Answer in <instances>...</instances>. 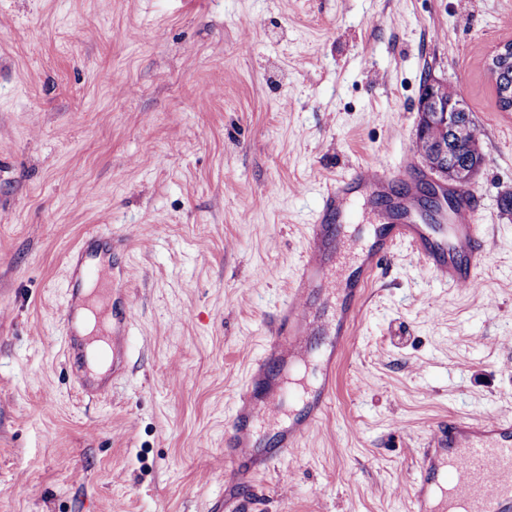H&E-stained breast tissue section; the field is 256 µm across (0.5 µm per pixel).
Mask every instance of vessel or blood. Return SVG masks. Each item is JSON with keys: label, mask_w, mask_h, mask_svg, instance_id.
I'll list each match as a JSON object with an SVG mask.
<instances>
[{"label": "vessel or blood", "mask_w": 512, "mask_h": 512, "mask_svg": "<svg viewBox=\"0 0 512 512\" xmlns=\"http://www.w3.org/2000/svg\"><path fill=\"white\" fill-rule=\"evenodd\" d=\"M430 176L428 168L410 160L394 169L376 159L354 167L324 191L305 254L292 274L288 302L273 320L265 354L255 362L229 422L224 449L229 478L247 476L243 464L255 446L253 423L276 416L274 400L282 384L270 377L269 363L292 369L297 354L309 351L313 336L324 337L328 353L317 366L315 386L303 396L305 412L281 428L276 448L263 455L261 466L271 467L293 452L320 420L335 393L336 359L355 341L364 293L397 242H409L421 268L449 286L478 285L486 234L476 218L475 194L440 184L453 210L438 224L415 222L419 183ZM358 201L373 212L374 223L351 225ZM75 319V305L66 304L60 322L73 361L82 356ZM411 497L414 512H512V419L452 415L438 422L417 461Z\"/></svg>", "instance_id": "obj_1"}]
</instances>
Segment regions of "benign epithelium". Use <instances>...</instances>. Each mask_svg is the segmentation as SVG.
I'll use <instances>...</instances> for the list:
<instances>
[{
    "mask_svg": "<svg viewBox=\"0 0 512 512\" xmlns=\"http://www.w3.org/2000/svg\"><path fill=\"white\" fill-rule=\"evenodd\" d=\"M509 62L512 63V43L505 42L493 52L489 69L496 71ZM417 112L416 137L427 140L438 156V174L459 186L470 184L484 166L485 155L476 138L467 142L463 156H458L455 150L460 129L468 117V108L461 95L446 81L431 77L418 99Z\"/></svg>",
    "mask_w": 512,
    "mask_h": 512,
    "instance_id": "benign-epithelium-1",
    "label": "benign epithelium"
}]
</instances>
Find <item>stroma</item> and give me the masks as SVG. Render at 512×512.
<instances>
[{"label":"stroma","instance_id":"1","mask_svg":"<svg viewBox=\"0 0 512 512\" xmlns=\"http://www.w3.org/2000/svg\"><path fill=\"white\" fill-rule=\"evenodd\" d=\"M507 14L512 0H0V512H215L234 491V404L324 187L414 153L431 77L461 94L486 157L481 285L448 287L399 246L326 413L252 476L243 512H411L439 421L512 416V112L486 70ZM92 231L125 345L100 381L59 323Z\"/></svg>","mask_w":512,"mask_h":512}]
</instances>
